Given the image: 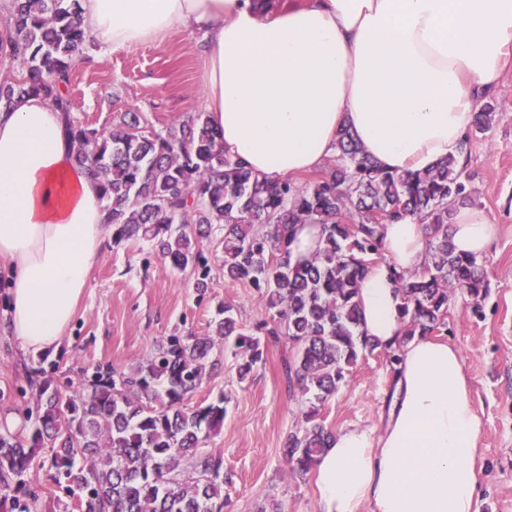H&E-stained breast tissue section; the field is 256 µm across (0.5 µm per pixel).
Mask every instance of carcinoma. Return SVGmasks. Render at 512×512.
<instances>
[{
    "label": "carcinoma",
    "mask_w": 512,
    "mask_h": 512,
    "mask_svg": "<svg viewBox=\"0 0 512 512\" xmlns=\"http://www.w3.org/2000/svg\"><path fill=\"white\" fill-rule=\"evenodd\" d=\"M0 24V56L18 61L0 78V110L38 96L62 112L74 162L100 187L112 243L142 241L170 268H193L208 287L200 244L220 235L224 279L254 288L270 320L248 330L234 308L218 314L212 336H171L146 365L126 373L99 365L73 390L33 371L37 414L24 436L0 433V512H37L40 494L27 479L49 449V479L65 494L60 512H224V459L205 450L224 425V397L190 405L217 343L233 342L237 376L263 361L260 335L286 336L295 353L288 386L307 397L305 425L288 436L292 471L307 474L334 434L315 421L362 356L377 347L360 331L359 288L381 255L380 226L407 217L426 224L421 270L394 274L403 290L405 336L448 331L452 293L486 294L482 261L454 251L455 211L470 202L463 169L448 156L426 171L392 172L365 156L348 131L336 159L315 179L267 181L224 157L222 134L206 112L162 132L133 113L105 133L74 115L69 88L77 58L89 48L79 0H11ZM299 224H318L321 241L304 261L291 260Z\"/></svg>",
    "instance_id": "1"
}]
</instances>
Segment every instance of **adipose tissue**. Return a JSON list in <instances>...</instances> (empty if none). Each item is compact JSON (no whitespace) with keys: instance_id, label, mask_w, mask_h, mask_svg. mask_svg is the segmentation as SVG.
<instances>
[{"instance_id":"obj_1","label":"adipose tissue","mask_w":512,"mask_h":512,"mask_svg":"<svg viewBox=\"0 0 512 512\" xmlns=\"http://www.w3.org/2000/svg\"><path fill=\"white\" fill-rule=\"evenodd\" d=\"M99 55L182 31L202 44L203 106L224 155L276 181L317 170L342 130L378 166L421 171L458 155L478 101L512 56V0H80ZM60 112L29 97L0 113V272L27 353L58 351L103 243L97 183L71 160ZM497 227L459 208V253L484 255ZM426 229L383 225L382 261L359 294L362 331L396 351L380 431H340L318 458L319 512H477L480 418L450 343L403 336L393 270H418Z\"/></svg>"}]
</instances>
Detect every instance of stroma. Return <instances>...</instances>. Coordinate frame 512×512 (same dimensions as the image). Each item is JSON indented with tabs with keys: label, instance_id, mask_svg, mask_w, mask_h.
<instances>
[{
	"label": "stroma",
	"instance_id": "obj_1",
	"mask_svg": "<svg viewBox=\"0 0 512 512\" xmlns=\"http://www.w3.org/2000/svg\"><path fill=\"white\" fill-rule=\"evenodd\" d=\"M75 115L105 132L123 113L138 112L156 130L201 111L200 58L195 37L176 33L165 47L144 45L78 65L72 83ZM495 118L473 135L463 173L473 198L499 226L484 256L488 291L481 302L456 292L444 338L460 351L480 417L477 512H512V65L487 99ZM211 284L198 295L191 272L166 269L149 246L104 243L89 276L78 313L57 353H23L8 326L7 283L0 276V423L26 424L36 395L28 375L45 368L58 389L76 387L99 364L130 371L146 364L170 336H207L219 304L234 307L246 327L266 319L253 288L224 279L222 250L205 245ZM288 339L268 341L264 361L238 382L231 346L218 347L194 403L226 397L224 426L207 443L224 458V512H319L316 475L290 473L284 457L288 435L304 423L307 404L288 388ZM393 386L382 354L359 359L340 390L320 406L318 422L339 432L380 428Z\"/></svg>",
	"mask_w": 512,
	"mask_h": 512
}]
</instances>
